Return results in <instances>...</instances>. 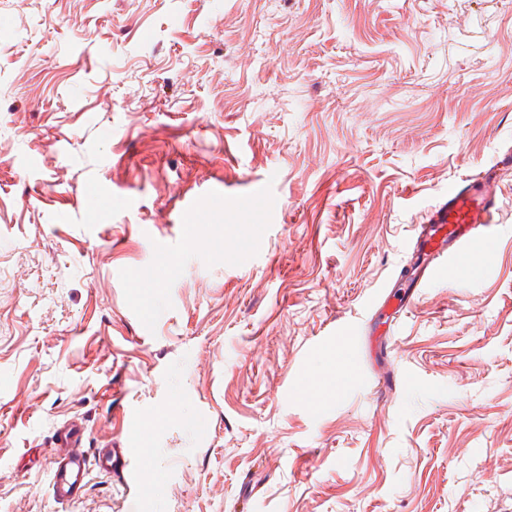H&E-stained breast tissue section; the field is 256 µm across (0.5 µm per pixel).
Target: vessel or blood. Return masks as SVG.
Here are the masks:
<instances>
[{
    "mask_svg": "<svg viewBox=\"0 0 512 512\" xmlns=\"http://www.w3.org/2000/svg\"><path fill=\"white\" fill-rule=\"evenodd\" d=\"M512 171V152H505L500 166L454 181L446 198L416 225L412 238L411 288L427 284L446 265L458 263L478 238H493L501 211L498 194L504 173ZM84 424L72 419L55 432L50 450L48 489L56 504L80 499L91 471L114 475L126 467L125 450L113 442L86 454L82 448Z\"/></svg>",
    "mask_w": 512,
    "mask_h": 512,
    "instance_id": "obj_1",
    "label": "vessel or blood"
}]
</instances>
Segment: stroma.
Returning <instances> with one entry per match:
<instances>
[{
    "label": "stroma",
    "mask_w": 512,
    "mask_h": 512,
    "mask_svg": "<svg viewBox=\"0 0 512 512\" xmlns=\"http://www.w3.org/2000/svg\"><path fill=\"white\" fill-rule=\"evenodd\" d=\"M509 148L512 0H0V512H512V175L361 333ZM73 417L155 482L55 504ZM493 168L454 181L448 186L446 198L431 210L424 224L416 225L408 302L413 300L417 288L433 280L441 267L458 263L475 239L496 236L497 217L502 208L498 189L503 174L512 170L510 149Z\"/></svg>",
    "instance_id": "stroma-1"
}]
</instances>
